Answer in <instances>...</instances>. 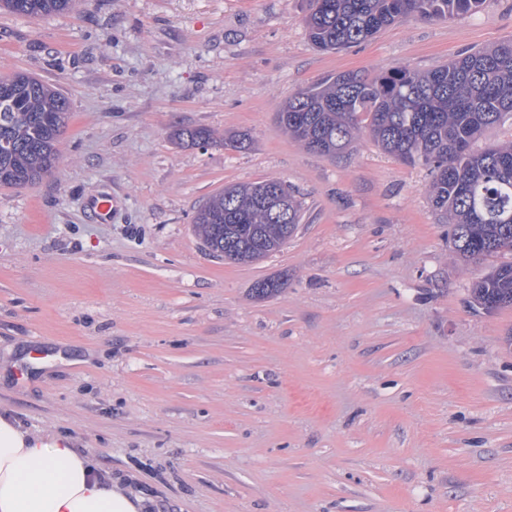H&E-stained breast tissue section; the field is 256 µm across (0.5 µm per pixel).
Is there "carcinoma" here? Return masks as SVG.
Masks as SVG:
<instances>
[{
    "label": "carcinoma",
    "mask_w": 512,
    "mask_h": 512,
    "mask_svg": "<svg viewBox=\"0 0 512 512\" xmlns=\"http://www.w3.org/2000/svg\"><path fill=\"white\" fill-rule=\"evenodd\" d=\"M72 0H0V10L46 15ZM485 0H309L308 38L320 51L368 42L406 16L422 21L477 13ZM67 100L40 80L16 74L0 81V186L32 184L51 171L66 128ZM512 118V40L492 49L464 52L425 73L408 67L369 77L359 71L333 76L295 93L277 113L278 124L304 147L335 156L350 149L360 123L367 122L384 153L430 174L432 208L452 225L454 250L466 262L512 252V144L473 148L485 128ZM182 144L213 139L204 128H178ZM267 182L231 185L212 197L194 223L204 245L232 263L250 262L278 250L300 223L301 203L288 193V220L253 209ZM248 216L236 224L227 215ZM252 288L260 299L284 288L262 280ZM470 295L512 306V263L491 268Z\"/></svg>",
    "instance_id": "cac0c4a2"
}]
</instances>
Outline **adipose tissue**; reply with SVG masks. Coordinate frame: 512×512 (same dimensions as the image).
<instances>
[{"label": "adipose tissue", "mask_w": 512, "mask_h": 512, "mask_svg": "<svg viewBox=\"0 0 512 512\" xmlns=\"http://www.w3.org/2000/svg\"><path fill=\"white\" fill-rule=\"evenodd\" d=\"M78 452L70 439L41 435L0 415V512H143Z\"/></svg>", "instance_id": "ef3b65f1"}]
</instances>
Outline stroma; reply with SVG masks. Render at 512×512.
<instances>
[{
  "mask_svg": "<svg viewBox=\"0 0 512 512\" xmlns=\"http://www.w3.org/2000/svg\"><path fill=\"white\" fill-rule=\"evenodd\" d=\"M306 0H75L0 10V76L70 104L55 171L0 187V414L69 438L144 512H512V307L468 290L430 178L368 132L277 123L346 71L425 72L512 39V0L322 52ZM178 127L215 141L186 146ZM248 134V150L222 139ZM286 182L302 221L249 264L193 230L224 187ZM112 208L99 219L95 206ZM286 286L258 299L254 284ZM72 0H0V10L24 15H46L66 10Z\"/></svg>",
  "mask_w": 512,
  "mask_h": 512,
  "instance_id": "1",
  "label": "stroma"
}]
</instances>
